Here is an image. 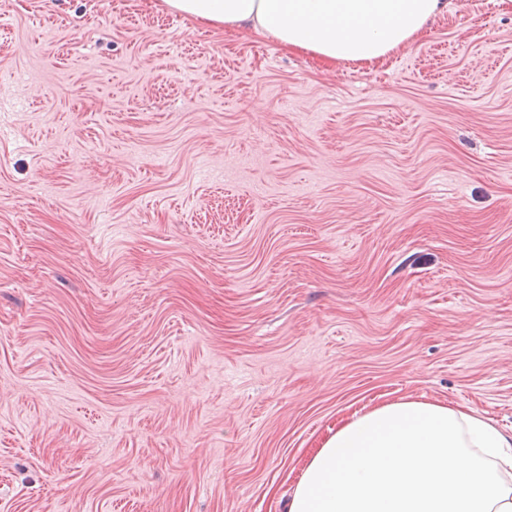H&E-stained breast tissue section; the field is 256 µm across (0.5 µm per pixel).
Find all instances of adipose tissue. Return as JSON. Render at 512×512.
<instances>
[{
    "mask_svg": "<svg viewBox=\"0 0 512 512\" xmlns=\"http://www.w3.org/2000/svg\"><path fill=\"white\" fill-rule=\"evenodd\" d=\"M163 3L193 21L251 29L328 63L381 61L448 11V0ZM288 512H512V432L461 405L377 406L324 442Z\"/></svg>",
    "mask_w": 512,
    "mask_h": 512,
    "instance_id": "obj_1",
    "label": "adipose tissue"
}]
</instances>
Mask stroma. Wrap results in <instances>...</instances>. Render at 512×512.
Returning <instances> with one entry per match:
<instances>
[{"label":"stroma","instance_id":"obj_1","mask_svg":"<svg viewBox=\"0 0 512 512\" xmlns=\"http://www.w3.org/2000/svg\"><path fill=\"white\" fill-rule=\"evenodd\" d=\"M323 63L0 0V512H287L353 414L512 431V0Z\"/></svg>","mask_w":512,"mask_h":512}]
</instances>
